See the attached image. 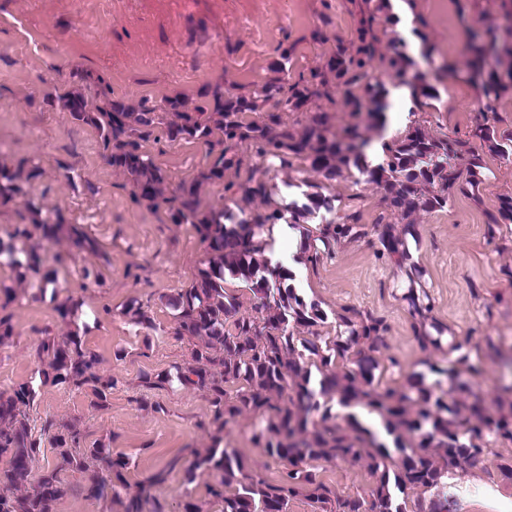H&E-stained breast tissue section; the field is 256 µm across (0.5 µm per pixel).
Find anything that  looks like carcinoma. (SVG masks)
<instances>
[{
  "label": "carcinoma",
  "mask_w": 512,
  "mask_h": 512,
  "mask_svg": "<svg viewBox=\"0 0 512 512\" xmlns=\"http://www.w3.org/2000/svg\"><path fill=\"white\" fill-rule=\"evenodd\" d=\"M355 8L352 38L337 41L336 50L308 74L288 79L290 49L284 48L269 66L271 76L248 93H236L234 86L221 82L204 86L207 108L192 107L179 96L159 105L146 99L118 100L102 84L94 103L76 88L47 95L72 122L97 132L105 161L128 179L133 202L167 205L170 221L193 225L206 244L196 279L168 298L174 335L194 342L192 363L173 375L145 373L142 382L148 388L176 383L206 391L213 420L222 424L243 414L260 417L253 439L268 457L283 463L278 481L268 482L236 451L218 444L184 467L189 483L200 471L215 475L208 493L222 503V512H288L289 502L304 492L320 512H407L410 491L434 493L429 512H448V481L481 460L484 437L512 441V412L491 413L465 382L449 393L426 385L422 373L411 375L404 386L382 382L375 353L388 331L383 320L351 309L339 317L343 330L336 336H315L313 327L325 314L294 289L271 287L270 278L287 274L263 259L264 229L284 219L304 227L301 253L316 262L354 237L351 216H325L312 231L305 224L322 210L332 212L330 200L319 196L309 205H274L264 178L251 174L243 183L226 180L227 172L243 166V146L270 166L300 160L327 181L354 169L360 181L381 193L386 209L407 233L417 215L444 210L455 194L479 187L485 154L512 156V134L499 133L492 122L496 103L512 90V0H502L498 23L467 34L462 76L480 90V118L467 138L432 136L414 120L405 132L382 142L384 157L375 166L366 161L373 138L361 129L384 137L389 91L381 76H395L410 88L413 116L431 106L437 89L407 52L383 46L385 25L395 20L391 0H355ZM339 111L354 119L340 132L333 124ZM163 112L170 115L169 142L196 141L209 148L199 176L180 183L171 197L165 196L164 170L143 151V143L162 124ZM287 112L310 116L290 124L283 119ZM250 114L258 118L250 119ZM460 156L467 158L463 170L450 163ZM36 177L33 168L0 164V204L18 201L29 215L28 223L15 225L9 242L0 240V268H9L21 284L38 273L39 258L29 253L20 259L15 242L37 231L48 241L66 236L80 250L98 249L96 240L67 223L60 211L47 214L28 197L27 185ZM215 183L224 185L236 209L201 207L200 188ZM487 223L512 224V195L498 199ZM374 234L382 256L399 265L407 259L401 236L385 217L375 223ZM228 275L250 284L257 299L255 315H238V297L224 288ZM300 330L308 336L295 335ZM35 355L47 365L42 383L89 387L98 403L107 401L114 379L98 373L96 357L81 336L74 333L61 341L47 336ZM313 367L321 373L317 382ZM36 396L28 382L0 393V512H56L58 501L73 491L63 474L84 473L91 460L99 468L80 488L86 499L110 496L124 512H143L146 504L149 512H170L150 489L164 483L177 462L145 477L137 493L124 499L128 460L108 448L81 447L82 434L53 418L43 424L51 434L53 460L25 488L34 461L43 454L28 413ZM331 401L341 408L362 404L377 412L393 436L395 452L354 413L347 414L345 425L337 424ZM334 460L365 467L374 479L370 494L342 497L326 485L314 463Z\"/></svg>",
  "instance_id": "obj_1"
}]
</instances>
